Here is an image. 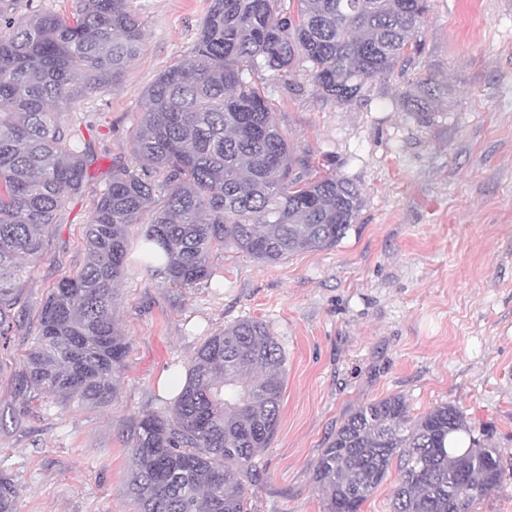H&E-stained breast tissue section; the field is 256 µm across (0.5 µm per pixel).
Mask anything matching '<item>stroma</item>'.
<instances>
[{"label": "stroma", "instance_id": "35a3bbf8", "mask_svg": "<svg viewBox=\"0 0 512 512\" xmlns=\"http://www.w3.org/2000/svg\"><path fill=\"white\" fill-rule=\"evenodd\" d=\"M142 49L119 87L67 111L92 123L98 161L82 196L62 208L20 289L0 349V473L19 488L16 512H137L126 493L129 418L161 412L162 382L185 372L206 336L264 321L286 378L277 431L248 495L256 512H325L312 473L322 448L359 406L405 397L412 415L455 405L472 437L500 449L508 477L472 512H512V0H428L420 49L336 104L308 71L270 81L273 117L320 173L356 183L363 205L329 249L265 264L228 247L211 259L212 287L183 288L129 255L115 316L130 349L106 407L18 386L39 308L82 266L83 227L113 161H129L144 93L191 56L207 0H130ZM434 94L430 121L408 101Z\"/></svg>", "mask_w": 512, "mask_h": 512}]
</instances>
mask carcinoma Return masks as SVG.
<instances>
[{
  "label": "carcinoma",
  "instance_id": "1",
  "mask_svg": "<svg viewBox=\"0 0 512 512\" xmlns=\"http://www.w3.org/2000/svg\"><path fill=\"white\" fill-rule=\"evenodd\" d=\"M427 0H208L193 56L145 91L130 141L139 170L114 163L84 227L85 261L43 302L21 370L25 387L62 402L107 406L129 353L114 312L128 227L144 225L149 267L175 286L211 277L227 246L264 263L331 248L362 205L352 181L320 174L288 145L254 77L311 64L340 105L419 47ZM130 0H79L69 17L36 9L0 28V338L21 304L17 283L96 161L81 125L62 118L86 95L119 85L141 51ZM285 355L269 326L242 320L204 338L165 412L130 419L126 492L138 512H251L245 486L276 433ZM463 413L411 415L391 395L349 414L322 449L313 483L326 512H359L391 469L393 512H471L498 487L500 450L471 440ZM19 490L0 475V512Z\"/></svg>",
  "mask_w": 512,
  "mask_h": 512
}]
</instances>
